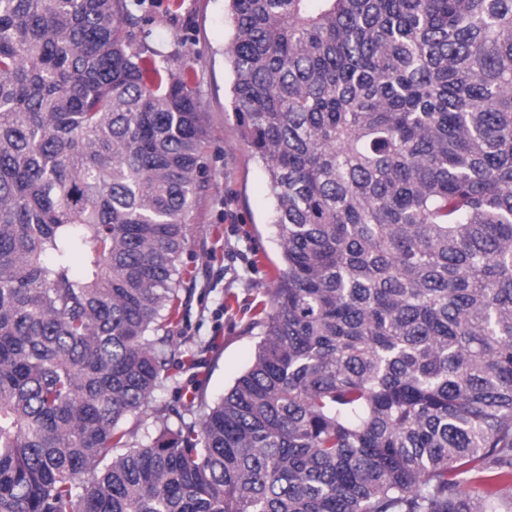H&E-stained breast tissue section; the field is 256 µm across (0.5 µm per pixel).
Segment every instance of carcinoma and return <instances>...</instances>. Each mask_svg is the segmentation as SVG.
I'll use <instances>...</instances> for the list:
<instances>
[{
    "mask_svg": "<svg viewBox=\"0 0 512 512\" xmlns=\"http://www.w3.org/2000/svg\"><path fill=\"white\" fill-rule=\"evenodd\" d=\"M228 2L282 268L234 385L132 443L193 71L125 0H0V512H512V0Z\"/></svg>",
    "mask_w": 512,
    "mask_h": 512,
    "instance_id": "cac0c4a2",
    "label": "carcinoma"
}]
</instances>
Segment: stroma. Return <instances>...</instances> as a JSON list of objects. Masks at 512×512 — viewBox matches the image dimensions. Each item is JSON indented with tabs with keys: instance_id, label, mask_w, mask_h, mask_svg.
<instances>
[{
	"instance_id": "stroma-1",
	"label": "stroma",
	"mask_w": 512,
	"mask_h": 512,
	"mask_svg": "<svg viewBox=\"0 0 512 512\" xmlns=\"http://www.w3.org/2000/svg\"><path fill=\"white\" fill-rule=\"evenodd\" d=\"M142 49L162 53L173 72L194 70L193 89L205 133L208 180L187 219L179 258L189 296L178 332L181 355L151 409L125 428L143 437L157 412L221 397L249 366L255 338L248 327L270 301L281 266L269 220L273 199L267 172L242 139L230 103L225 48L232 24L225 0H126ZM194 356V366L183 356Z\"/></svg>"
}]
</instances>
